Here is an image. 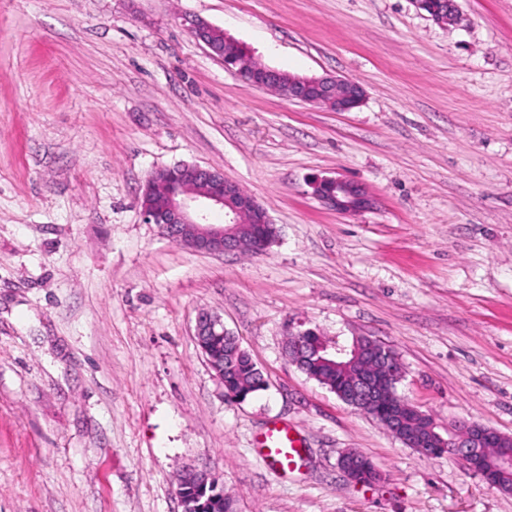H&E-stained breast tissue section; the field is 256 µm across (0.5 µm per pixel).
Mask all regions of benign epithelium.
Wrapping results in <instances>:
<instances>
[{"mask_svg":"<svg viewBox=\"0 0 512 512\" xmlns=\"http://www.w3.org/2000/svg\"><path fill=\"white\" fill-rule=\"evenodd\" d=\"M185 22L190 34L224 61L225 67L236 69L246 83L257 88H274L276 70L266 66L245 67L234 59L230 50L216 46L211 40L214 26L210 23L198 17L187 18ZM288 98L323 105L335 112H348L363 102L364 89L359 82L348 78L298 76L290 81ZM312 187L314 195L324 205L339 213H359L374 206V199L358 183L341 176L318 177L312 181ZM140 206L145 223L162 226L169 237L202 254H224L242 248L239 225L244 218L252 224L272 223L266 208L246 195L238 183L221 171L191 163L154 169L143 187ZM207 207L224 210V223H209L205 213ZM215 332L226 333L223 318L211 311L199 312L195 325V340L199 347H204V339ZM315 336V331L307 329L291 334L289 338L299 348L312 344L318 352L348 355L347 348L332 347ZM370 354L373 361L385 365L383 372L361 373L345 400L346 404L368 414L384 403L388 382L405 375L399 365L390 368L389 346L372 341ZM495 434L493 429L467 422L452 430L451 438L441 440L440 445L448 443L459 449L469 466L492 488L498 468L489 465L482 446L493 440Z\"/></svg>","mask_w":512,"mask_h":512,"instance_id":"1","label":"benign epithelium"}]
</instances>
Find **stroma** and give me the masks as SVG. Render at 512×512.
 <instances>
[{"label": "stroma", "instance_id": "35a3bbf8", "mask_svg": "<svg viewBox=\"0 0 512 512\" xmlns=\"http://www.w3.org/2000/svg\"><path fill=\"white\" fill-rule=\"evenodd\" d=\"M0 0V512H182L208 466L236 512H512L458 458H426L307 377L288 329L393 348L440 435L512 436V0ZM260 63L359 81L348 112L245 83L186 29ZM223 171L269 212L261 255L144 223L161 166ZM316 176L362 185L340 214ZM221 315L269 388L228 401L194 338ZM298 430L299 470L260 439ZM348 449L382 474L347 480ZM314 195L336 212L349 214L369 210L374 199L356 182L341 176L317 177L311 183ZM263 458L274 471L288 473L299 467L304 460L301 438L288 426H273L261 439Z\"/></svg>", "mask_w": 512, "mask_h": 512}]
</instances>
